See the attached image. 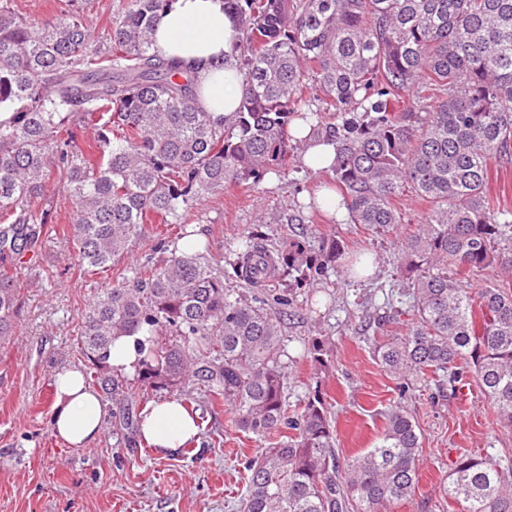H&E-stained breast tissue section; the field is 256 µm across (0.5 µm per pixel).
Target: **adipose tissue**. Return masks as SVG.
I'll use <instances>...</instances> for the list:
<instances>
[{
  "instance_id": "obj_1",
  "label": "adipose tissue",
  "mask_w": 512,
  "mask_h": 512,
  "mask_svg": "<svg viewBox=\"0 0 512 512\" xmlns=\"http://www.w3.org/2000/svg\"><path fill=\"white\" fill-rule=\"evenodd\" d=\"M152 39L165 59L194 76L201 109L219 117L237 108L241 33L224 0H170L153 24ZM54 393V433L70 446L90 445L106 415L99 395L74 368L56 375ZM197 434V425L176 399L152 402L143 412L141 435L154 447L175 452Z\"/></svg>"
}]
</instances>
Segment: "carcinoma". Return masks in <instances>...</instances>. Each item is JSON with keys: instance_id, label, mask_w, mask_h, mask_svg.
<instances>
[{"instance_id": "obj_1", "label": "carcinoma", "mask_w": 512, "mask_h": 512, "mask_svg": "<svg viewBox=\"0 0 512 512\" xmlns=\"http://www.w3.org/2000/svg\"><path fill=\"white\" fill-rule=\"evenodd\" d=\"M169 0H129L112 18V53L94 47L81 18L53 24L0 3V342L24 301L18 266L51 226L39 208L60 176L75 213L78 260L104 268L144 224L180 223L179 209L269 172H288L315 120L335 145L328 166L352 224L404 223L394 199L429 204L404 236L406 282L375 330L405 317V331L373 355L406 393L473 373L499 422L512 428V211L488 188L491 161L512 162V0H226L242 32L240 103L216 121L198 106L193 77L164 59L152 25ZM322 96L308 98L306 83ZM95 130L80 146L78 128ZM171 252L101 288L82 313L83 375L108 401L131 396L110 370L112 341L146 325L149 347L134 381L142 395L175 397L196 415L202 399L227 403L241 431L266 440L246 463L240 512H389L418 484L421 436L400 404L376 444L337 465L336 429L315 394L288 412L282 273L307 285L345 266L332 239L322 260L301 242L252 235L224 287L203 256ZM496 267L500 283L473 293L461 277ZM459 512H512V472L462 454L440 484Z\"/></svg>"}]
</instances>
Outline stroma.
<instances>
[{"label":"stroma","instance_id":"stroma-1","mask_svg":"<svg viewBox=\"0 0 512 512\" xmlns=\"http://www.w3.org/2000/svg\"><path fill=\"white\" fill-rule=\"evenodd\" d=\"M26 16L53 23L81 17L94 29L101 51L112 48V18L127 0H11ZM328 174L316 175L295 159L288 174L265 175L259 184L244 183L222 195L182 209L178 224H148L126 254L111 267L83 269L73 244L61 233L72 226L73 208L59 185H51L41 205L50 209L54 233L20 270L25 306L16 334L0 345V512H236L245 491L244 466L261 442L240 431L225 405L208 410L191 450L166 452L139 442L127 444L113 425L108 405L98 439L75 448L52 430L53 378L66 368H82L78 338L81 313L98 289L117 284L132 268L161 262L195 225L208 245V258L224 273V285L241 289L233 274L238 244L259 234L271 242L295 235L310 256L323 242L338 237L346 252L371 253L374 273L355 278L328 272L317 281V295L296 288L281 275L272 286L290 294L285 322L291 365L286 373L289 409H299L320 393L335 420L339 461L373 447L382 417L402 402L422 435L419 480L414 496L393 512H456L438 491L461 453L481 454L512 465V430L474 381L456 390L431 387L400 394L398 381L376 363L366 342L368 324L385 310L387 297L402 285L397 268L401 239L427 209L425 201L404 193L395 205L405 224L374 230L363 224H332L325 212L288 223L298 202L317 195ZM318 343L320 352L310 350Z\"/></svg>","mask_w":512,"mask_h":512}]
</instances>
